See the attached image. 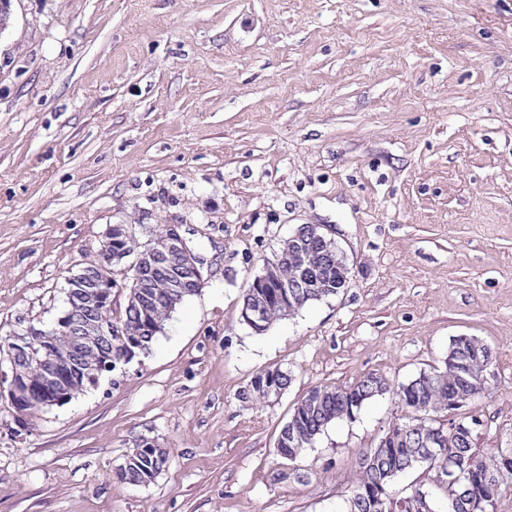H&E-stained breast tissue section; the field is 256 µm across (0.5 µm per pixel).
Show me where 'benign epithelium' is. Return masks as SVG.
<instances>
[{
	"instance_id": "obj_1",
	"label": "benign epithelium",
	"mask_w": 512,
	"mask_h": 512,
	"mask_svg": "<svg viewBox=\"0 0 512 512\" xmlns=\"http://www.w3.org/2000/svg\"><path fill=\"white\" fill-rule=\"evenodd\" d=\"M147 240L133 253L127 243L137 240L130 224H114L106 233L100 258L80 267L68 279V308L54 326L34 325L12 334L9 372L0 377L9 380L7 395L19 413L32 406L49 407L70 401L89 387L98 385L103 373L115 369V362L134 358L131 350L117 358L112 353L114 336H146L160 329L152 311L149 289L161 285L170 289L171 301L182 296L187 287L206 284L204 261L188 247L178 224L140 225ZM292 244L303 247L312 240L327 242L315 225L305 227L290 237ZM133 254L125 267L132 273L138 316L116 326L112 321V266ZM67 337V349L61 351L52 341L56 334Z\"/></svg>"
}]
</instances>
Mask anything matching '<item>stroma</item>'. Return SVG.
I'll use <instances>...</instances> for the list:
<instances>
[{"instance_id": "35a3bbf8", "label": "stroma", "mask_w": 512, "mask_h": 512, "mask_svg": "<svg viewBox=\"0 0 512 512\" xmlns=\"http://www.w3.org/2000/svg\"><path fill=\"white\" fill-rule=\"evenodd\" d=\"M114 224H178L209 278L147 354L17 419L0 512H343L392 394L276 456L315 387L400 385L474 336L478 452L512 448V0H7L0 5V338L49 326ZM313 224L337 295L254 333L249 282ZM291 382L239 394L260 371ZM167 449L147 485L117 467ZM272 375V381H271V384H274L275 385V389H274V393H271L273 392V390L270 389V393L271 395L268 396L267 394V391L265 390L266 386H270V385H267L265 386L264 384V378H265V370L264 371H261L259 372L252 380H251V383L249 385V387L246 389V390H243L242 393L240 394L241 395V398L244 399V400H249V399H268L270 398L271 396H275L278 392H282L283 390H285L289 383H290V378H289V375L287 372H284L281 370V373H270Z\"/></svg>"}]
</instances>
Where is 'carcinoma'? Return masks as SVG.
<instances>
[{"mask_svg":"<svg viewBox=\"0 0 512 512\" xmlns=\"http://www.w3.org/2000/svg\"><path fill=\"white\" fill-rule=\"evenodd\" d=\"M325 262L328 270L322 277L306 286L286 289V297L280 295L278 288L248 286L243 310L261 309L260 327L256 331L267 330L274 322L294 315L310 302L336 295L343 278L348 276L342 252L333 250L326 258L323 249L310 247L302 255L289 242H283L272 264L286 283L294 281L302 265L319 267ZM152 307L161 321H166L171 313L168 289L160 287L153 291ZM487 349L489 346L476 337L457 336L451 341L442 368L421 372L395 390L399 403L408 412L399 419V424L411 428L414 443L427 440L435 430L443 433L438 463L457 469L459 476L455 484L442 481L437 468L417 461L420 448L390 440L386 447L376 449L372 463L358 469L346 498V512H398L391 491L394 475L417 469L422 470L426 481L406 493L411 502L404 512H494L498 494L506 488L512 489V448H498L478 456L470 434L464 431L470 425L469 419H450L446 427L438 424V414L448 410V404L455 402L461 407L486 391L484 373L492 361ZM264 378L265 372H259L242 391L241 398H268ZM390 389L386 379L372 374L353 386L311 389L297 403L282 428L277 455L291 461L296 459L331 422L352 417L368 400ZM125 463L127 480L136 481L154 460L149 452L136 447L126 456Z\"/></svg>","mask_w":512,"mask_h":512,"instance_id":"obj_1","label":"carcinoma"}]
</instances>
